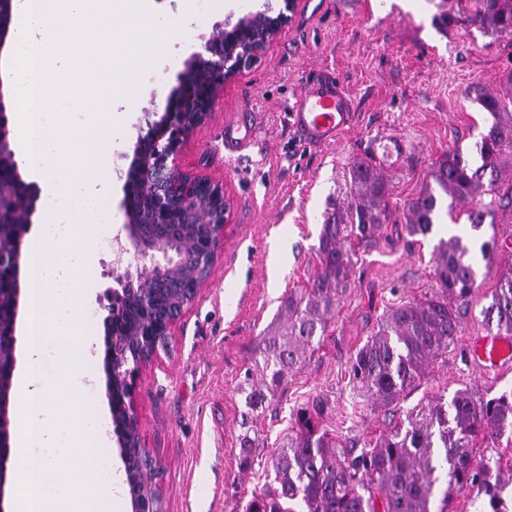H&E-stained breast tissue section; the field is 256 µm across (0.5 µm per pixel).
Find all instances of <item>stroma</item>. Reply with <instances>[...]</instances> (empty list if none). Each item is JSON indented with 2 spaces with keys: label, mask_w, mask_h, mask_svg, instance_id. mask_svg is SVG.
I'll use <instances>...</instances> for the list:
<instances>
[{
  "label": "stroma",
  "mask_w": 512,
  "mask_h": 512,
  "mask_svg": "<svg viewBox=\"0 0 512 512\" xmlns=\"http://www.w3.org/2000/svg\"><path fill=\"white\" fill-rule=\"evenodd\" d=\"M444 7L454 17L445 28L434 20ZM477 8V0H296L290 22L256 60L225 81L208 120L184 146V171L222 185L230 222L168 348L142 368L137 382V429L158 462L154 481L165 512H232L237 501L265 490L274 479L271 460L293 432L294 410L313 399L327 403L321 429L359 448L417 404L450 400L460 389L477 399L512 390V364L486 370L472 354L478 337L497 332L482 310L499 276L512 269V248L498 247L489 262L480 252L483 242L512 241L511 157L503 164L490 221L480 230H471L459 203L427 235L386 224L358 246L351 286L327 334L302 367L289 372L284 394L254 416V464L240 466L246 410L240 387L254 366L255 341L284 321L288 295L319 270L321 225L342 199L350 165L374 156L391 186L390 204L402 212L444 152L457 147L477 158L492 118L473 89L499 93L504 73L512 71V36L474 24ZM256 10L250 0H236L226 14L203 10L190 29L171 35L168 59L186 64L216 22ZM167 61L142 73L139 96L112 143L105 176L116 185L108 201L116 222L104 232L87 284L88 308L97 318L98 299L111 283V245L126 236L122 187L139 126L145 111L163 104L178 82ZM314 80L340 82L356 114L354 129L321 146L305 144L289 121L296 93ZM244 117L254 139L226 164L224 127ZM454 234L468 239L477 270L472 294L455 302L461 332L396 404L373 405L353 386L350 362L390 308L435 289L433 250Z\"/></svg>",
  "instance_id": "obj_1"
}]
</instances>
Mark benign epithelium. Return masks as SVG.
Returning <instances> with one entry per match:
<instances>
[{
	"mask_svg": "<svg viewBox=\"0 0 512 512\" xmlns=\"http://www.w3.org/2000/svg\"><path fill=\"white\" fill-rule=\"evenodd\" d=\"M10 20L11 0H0V46L9 34ZM238 32V22L230 17L216 23L205 42L208 56L197 54L186 63L177 86L166 97L162 115H157L155 111L145 113L146 127L139 128L140 134L130 164L136 170L137 185L130 182L124 185L123 203L127 237L134 252L123 271L113 268L107 273L117 287L108 289L106 297L99 300L100 309L105 312L103 323L109 360L112 359V350L126 343L125 337L112 335L113 310L130 292L137 296L142 305H148L153 298L154 286L161 280L164 271L173 265V262L161 260L151 253V246L144 240L136 224L133 202L139 199L149 203L154 223L162 227L181 223L185 208L206 197L211 201L213 214L200 235L201 252L215 259L224 240V225L229 223V204L224 190L206 178H192L185 174L181 167V151L194 130L207 119L224 80L247 61V57L236 55L234 42ZM8 135V120L0 105L1 163L9 160L12 154ZM31 193L32 185L22 179L17 167H11L9 181L0 182V234L30 224L35 207ZM20 236L21 233L16 231L9 251L0 252V274H5L10 281L17 278L20 268ZM196 292L197 289L192 286L184 289L180 309L165 316L159 331L150 337L152 350L149 356L129 366L125 373L110 371L109 384L123 382L119 394L126 404L128 422L132 426L136 425L134 395L141 369L166 344L173 324L182 309L194 301ZM16 304L17 301H11L7 314L0 318V345L6 348V352L0 354V480L3 479V458L9 454L7 396L13 378Z\"/></svg>",
	"mask_w": 512,
	"mask_h": 512,
	"instance_id": "1",
	"label": "benign epithelium"
}]
</instances>
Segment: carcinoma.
I'll use <instances>...</instances> for the list:
<instances>
[{"instance_id": "cac0c4a2", "label": "carcinoma", "mask_w": 512, "mask_h": 512, "mask_svg": "<svg viewBox=\"0 0 512 512\" xmlns=\"http://www.w3.org/2000/svg\"><path fill=\"white\" fill-rule=\"evenodd\" d=\"M474 21L496 33L512 34V0H478ZM250 32L241 42L249 55L266 34V23L249 21ZM512 100V73L505 76L503 91H477V102L493 121L477 146L479 162L458 148L444 153L433 164L419 196L405 213V231L426 235L440 218V199L468 201L467 223L479 229L491 210L475 201L492 194L500 181L504 157L512 156V120L500 118L502 100ZM343 202L327 214L319 235L320 269L310 286L288 296L287 322L259 337L254 362L261 378L246 396L249 412L243 415L240 466L252 465L257 437L250 435V414L281 395L288 370L301 362L306 349L325 335L336 308L350 287L357 254L351 238L369 239L390 223L391 189L370 159L349 169ZM209 205L193 208V224H173L170 236L154 241L155 251L179 263L156 295V308L168 312L182 299V288L198 273L199 263L181 256L179 239L199 229ZM469 246L459 236L441 240L434 257L437 289L422 301L390 309L378 330L360 347L350 366V378L363 396L387 407L417 385L427 366L448 352L460 333L459 313L452 298H465L475 283V269L468 259ZM497 333L512 335V272L503 274L484 310ZM149 316L130 302L113 329L130 344L142 343L139 333ZM324 406L315 401L295 411V432L272 460L276 486L239 506V512H291L288 504L300 501L305 512H447L448 500L457 491L475 488L484 495L479 512H512L504 492L512 486L500 460L476 457L475 449L489 448L512 437V392L476 400L458 390L449 404L430 400L415 407L406 422L394 425L367 446L349 448L328 438L319 428ZM444 481L441 507H431L435 486Z\"/></svg>"}]
</instances>
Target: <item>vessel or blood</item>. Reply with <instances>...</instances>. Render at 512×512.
I'll use <instances>...</instances> for the list:
<instances>
[{
    "instance_id": "obj_1",
    "label": "vessel or blood",
    "mask_w": 512,
    "mask_h": 512,
    "mask_svg": "<svg viewBox=\"0 0 512 512\" xmlns=\"http://www.w3.org/2000/svg\"><path fill=\"white\" fill-rule=\"evenodd\" d=\"M290 118L304 141L326 144L336 140L352 126L354 114L340 88L311 82L297 96ZM251 138L252 131L249 126L239 125L225 129L224 149L227 155H234ZM475 356L481 363L491 365L511 360L512 339L500 336L484 337Z\"/></svg>"
}]
</instances>
